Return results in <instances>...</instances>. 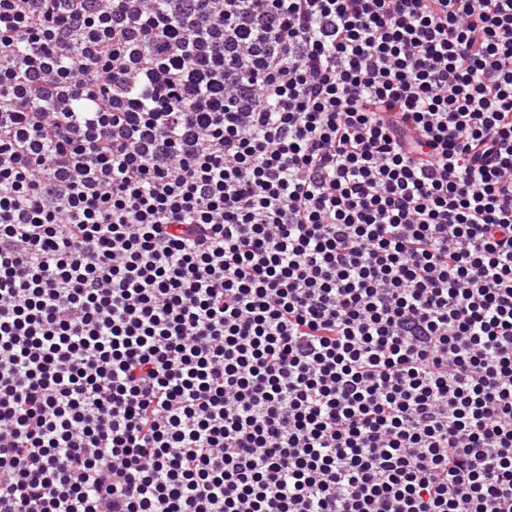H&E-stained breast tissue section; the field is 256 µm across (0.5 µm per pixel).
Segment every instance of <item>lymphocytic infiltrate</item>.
I'll return each mask as SVG.
<instances>
[{"mask_svg":"<svg viewBox=\"0 0 512 512\" xmlns=\"http://www.w3.org/2000/svg\"><path fill=\"white\" fill-rule=\"evenodd\" d=\"M0 512H512V0H0Z\"/></svg>","mask_w":512,"mask_h":512,"instance_id":"1","label":"lymphocytic infiltrate"}]
</instances>
